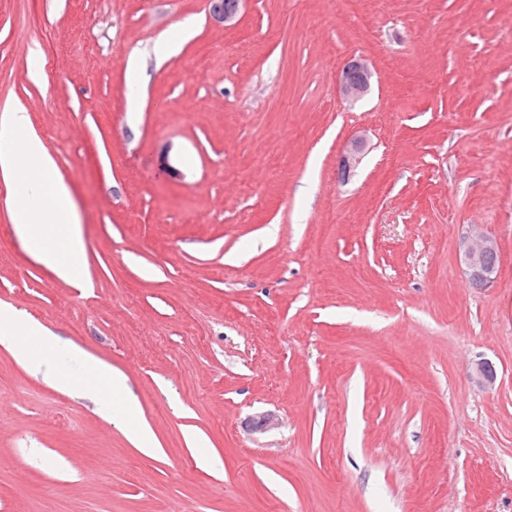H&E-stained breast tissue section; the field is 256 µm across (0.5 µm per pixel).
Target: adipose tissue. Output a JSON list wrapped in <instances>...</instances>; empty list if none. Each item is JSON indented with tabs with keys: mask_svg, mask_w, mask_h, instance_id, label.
<instances>
[{
	"mask_svg": "<svg viewBox=\"0 0 512 512\" xmlns=\"http://www.w3.org/2000/svg\"><path fill=\"white\" fill-rule=\"evenodd\" d=\"M28 125L29 117L22 105L0 110V178L11 186L8 207L12 220L39 260L62 279L78 284L86 254L73 197L45 143L29 133ZM0 343L33 374L64 389L90 392L103 399L113 424L125 429L135 448L150 456L159 454L150 427L136 420L138 403L123 373L84 353L80 359L85 377L63 374L57 359L73 353V346L55 339L46 327L11 307L0 308Z\"/></svg>",
	"mask_w": 512,
	"mask_h": 512,
	"instance_id": "obj_1",
	"label": "adipose tissue"
}]
</instances>
